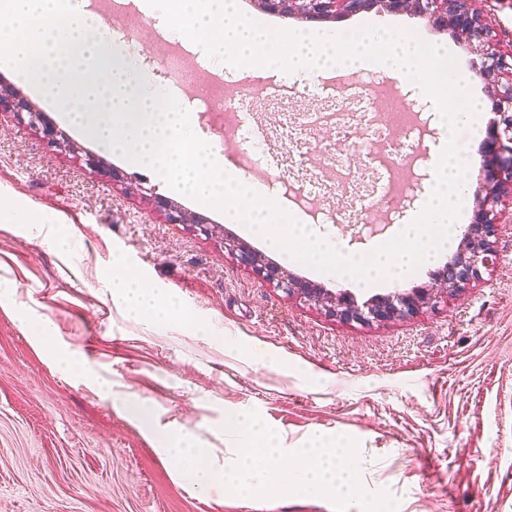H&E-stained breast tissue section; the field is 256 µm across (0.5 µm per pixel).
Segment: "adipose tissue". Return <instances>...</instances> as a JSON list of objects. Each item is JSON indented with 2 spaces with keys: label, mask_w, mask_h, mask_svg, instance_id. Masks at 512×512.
Returning a JSON list of instances; mask_svg holds the SVG:
<instances>
[{
  "label": "adipose tissue",
  "mask_w": 512,
  "mask_h": 512,
  "mask_svg": "<svg viewBox=\"0 0 512 512\" xmlns=\"http://www.w3.org/2000/svg\"><path fill=\"white\" fill-rule=\"evenodd\" d=\"M139 280V274L128 269L113 278L109 290L113 304L135 320L155 326L164 325L173 316V303L164 289L139 287Z\"/></svg>",
  "instance_id": "adipose-tissue-1"
}]
</instances>
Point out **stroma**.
<instances>
[{
	"instance_id": "obj_1",
	"label": "stroma",
	"mask_w": 512,
	"mask_h": 512,
	"mask_svg": "<svg viewBox=\"0 0 512 512\" xmlns=\"http://www.w3.org/2000/svg\"><path fill=\"white\" fill-rule=\"evenodd\" d=\"M251 20L271 29L345 31L397 27L440 46L479 106L492 116L493 89L476 77L481 55L457 31L411 11L380 8L306 21L261 11L238 0ZM496 48L512 56V0H476ZM90 25L128 43L137 70L190 113L193 131L212 143L226 167L249 175L266 155L219 128L238 124L236 110L209 119L197 73L223 71L226 97L241 98L270 130V152L282 163L263 190L289 214L347 250L366 253L395 236L419 211L442 144L433 105L387 70L374 69L373 93L399 96L415 112V131L394 130L408 148L390 161L402 189L397 204L347 224L350 199L338 190L326 157H347L364 169L366 133L337 136L335 115L345 98L335 83L323 101L289 83L283 97L259 93L278 80L270 70L245 84L186 37L140 6L113 13V26L92 7ZM0 80L40 109L70 139L64 152L46 138L0 115V512H335L314 494L273 498L236 496L220 486L194 490L157 451L146 427L124 404L146 408L159 429L181 427L218 458L237 454V439L221 431L225 414L258 411L283 447L312 436L347 435L359 443L358 475L371 493L397 499V512H512V193L501 196L496 260L479 280L438 309L411 319L363 324L274 288L262 273L238 264L230 244L259 251L288 275L358 301L373 288L316 274L287 260L222 210L201 206L144 166L131 165L106 143L87 139L34 85L0 66ZM317 114L303 132V156L279 130L283 114ZM459 141L469 192L453 244L477 210L485 142L472 129ZM269 152V153H270ZM114 171L106 179L86 156ZM154 188L184 211L208 221L172 224L128 185ZM27 212L52 221L53 235L34 237L15 222ZM128 267L144 286L169 289L176 312L153 327L126 318L112 304L113 274ZM48 324L54 348L75 353L112 386L102 398L83 379L39 349L31 334Z\"/></svg>"
}]
</instances>
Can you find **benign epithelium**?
<instances>
[{"label":"benign epithelium","instance_id":"1","mask_svg":"<svg viewBox=\"0 0 512 512\" xmlns=\"http://www.w3.org/2000/svg\"><path fill=\"white\" fill-rule=\"evenodd\" d=\"M476 0H258L266 12L293 14L307 21H318L331 17L340 11L355 14L378 6L388 12L413 11L429 16L465 35L468 42H476L482 48L481 63L475 68L476 75L494 88L495 118L490 125L487 157L480 174L478 192L483 194L475 221L468 226L466 242L462 248L448 258L445 271L439 277L436 288L407 292L395 288L383 297L358 305L353 296L345 293L336 299L326 298L335 303L327 308L331 314L346 320L367 324H382L395 318L409 319L423 311L434 310L448 293V286L460 288L470 284L481 275V269L493 264L496 258L495 244L500 221L497 206L503 192L512 190V64L507 62L495 47L480 12L474 7ZM508 75L502 81V75ZM0 112L16 113L21 122L41 130L44 137L58 147H67L68 139L51 128L43 112L28 103L11 90L0 88ZM132 195L148 196L155 200L157 207L174 224H186L188 219L178 206L170 200L156 195L154 189L134 185L126 188ZM232 251L238 263L256 269L288 295L295 293L313 300L320 298L314 288L300 286L285 272L262 263L259 255L237 245Z\"/></svg>","mask_w":512,"mask_h":512}]
</instances>
